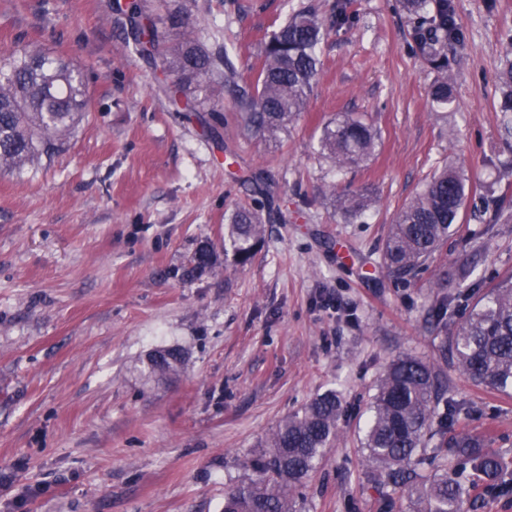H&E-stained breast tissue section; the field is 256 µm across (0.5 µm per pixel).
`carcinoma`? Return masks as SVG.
I'll return each mask as SVG.
<instances>
[{
  "instance_id": "cac0c4a2",
  "label": "carcinoma",
  "mask_w": 512,
  "mask_h": 512,
  "mask_svg": "<svg viewBox=\"0 0 512 512\" xmlns=\"http://www.w3.org/2000/svg\"><path fill=\"white\" fill-rule=\"evenodd\" d=\"M410 21L409 35L423 61L441 74L430 89L433 103L452 102L448 84V44L462 33L451 0H400ZM121 11L130 26L132 45L168 88L184 100L186 111L202 122L224 123L222 102L229 99L244 114L247 128L275 139L305 111L320 64L318 50L327 25L350 19L345 10L326 21L299 10L274 29L264 46L263 63L250 80L237 78L229 53L215 56L200 43V31L188 29L179 0H126ZM224 63V82L212 78ZM499 111L512 112V38L497 74ZM89 104L79 70L69 63L29 51H0V171L21 170L65 151ZM320 153L338 170L352 168L375 150L377 135L362 120L346 115L324 126ZM466 202L463 175L448 166L398 212L385 243L392 273L404 277L430 259L457 223ZM336 206L358 214L361 196L340 194ZM264 234L261 209L237 208L224 233V252L248 264ZM459 371L474 385L512 394V275L482 294L469 318L450 337ZM181 363L176 349L151 356L148 370L167 374ZM443 401L431 365L411 355L393 361L377 385L372 416L364 436L367 465L385 485L407 486L417 494L415 512H468L460 477L471 487L492 484L503 474L499 455L478 437L448 434L465 405ZM342 403L329 390L303 410L283 419L246 465L248 474L227 486L224 512H296L295 497L317 470L336 437ZM452 449L453 472L440 463Z\"/></svg>"
}]
</instances>
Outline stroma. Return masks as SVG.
I'll return each mask as SVG.
<instances>
[{
  "instance_id": "stroma-1",
  "label": "stroma",
  "mask_w": 512,
  "mask_h": 512,
  "mask_svg": "<svg viewBox=\"0 0 512 512\" xmlns=\"http://www.w3.org/2000/svg\"><path fill=\"white\" fill-rule=\"evenodd\" d=\"M339 0H186L203 47L228 49L241 76L275 25ZM115 0H0V49L70 60L87 113L54 161L0 174V512H223L224 488L277 424L333 389L339 437L297 512H412L380 485L362 446L376 386L411 354L433 365L468 412L456 431L512 460V398L478 387L443 341L478 291L512 274V123L496 73L512 0H453L465 39L449 45L453 103L415 52L399 0H348L330 30L306 112L276 144L230 112L213 139L134 52ZM352 113L378 146L344 171L319 151L325 124ZM467 200L439 251L399 278L384 260L398 211L445 164ZM273 184L266 202L249 183ZM366 194L361 214L335 195ZM241 204L267 221L249 264L224 253ZM208 246L211 266L185 276ZM468 276H461V269ZM177 371L148 376L156 351Z\"/></svg>"
}]
</instances>
